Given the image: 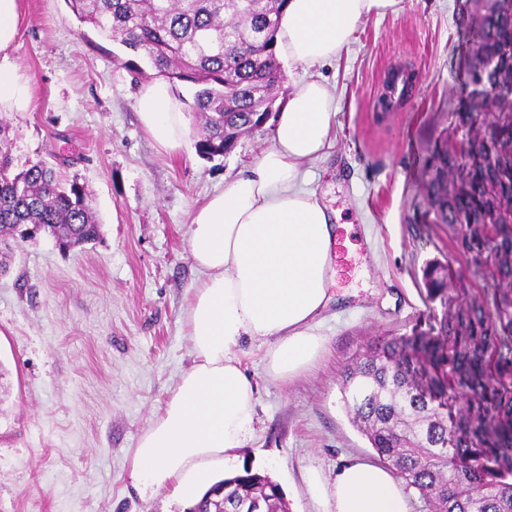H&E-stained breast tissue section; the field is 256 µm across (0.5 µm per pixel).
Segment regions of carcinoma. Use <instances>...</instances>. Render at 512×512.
I'll return each instance as SVG.
<instances>
[{
  "label": "carcinoma",
  "mask_w": 512,
  "mask_h": 512,
  "mask_svg": "<svg viewBox=\"0 0 512 512\" xmlns=\"http://www.w3.org/2000/svg\"><path fill=\"white\" fill-rule=\"evenodd\" d=\"M77 21L117 41L171 84L197 90L191 111L202 120L198 154L226 156L242 134L272 114L285 74L274 44L287 0H66ZM482 83L450 113L460 148L428 160L425 199L433 223L456 227L466 250L492 271L494 312L475 299L458 305L443 266L423 269L427 297L445 312L433 335L382 336L341 371L352 423L378 458L415 489L427 512H512V0H480L467 83L482 59ZM406 81L388 86L387 108L404 101ZM497 108L491 133L476 134L472 116ZM40 225L69 252L100 238L85 185L62 184L41 162L12 172L0 152V240L26 241ZM227 512H288L280 486L250 467L224 477Z\"/></svg>",
  "instance_id": "obj_1"
}]
</instances>
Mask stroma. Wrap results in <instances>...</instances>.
Wrapping results in <instances>:
<instances>
[{
    "mask_svg": "<svg viewBox=\"0 0 512 512\" xmlns=\"http://www.w3.org/2000/svg\"><path fill=\"white\" fill-rule=\"evenodd\" d=\"M476 14L475 0H402L398 12L364 20L340 59L318 69L337 112L333 148L307 166L308 188L339 216L325 350L289 381L267 376L260 344L240 355L258 395L255 436L238 464L279 483L288 512H314L310 472L329 480L349 459L376 461L342 402L340 372L373 337L437 324L425 263L447 264L458 302L487 291L460 236L430 222L422 196L427 159L455 139L449 114L467 80ZM127 55L65 0H20L10 56L34 105L0 117V151L16 168L43 161L59 180L83 183L101 237L65 254L47 235L18 243L0 275V512L186 509L171 488L136 494L131 453L193 360L192 213L271 145L272 126L207 160L192 117L186 146L166 154L136 113L155 71L130 73L119 64ZM396 67L415 72L413 95L377 118L381 81Z\"/></svg>",
    "mask_w": 512,
    "mask_h": 512,
    "instance_id": "1",
    "label": "stroma"
}]
</instances>
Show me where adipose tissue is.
I'll list each match as a JSON object with an SVG mask.
<instances>
[{
    "instance_id": "adipose-tissue-1",
    "label": "adipose tissue",
    "mask_w": 512,
    "mask_h": 512,
    "mask_svg": "<svg viewBox=\"0 0 512 512\" xmlns=\"http://www.w3.org/2000/svg\"><path fill=\"white\" fill-rule=\"evenodd\" d=\"M400 8L401 0H289L277 54L323 66L340 58L361 22ZM18 17V0H0L1 113L32 107L29 82L9 57ZM137 114L159 149L182 150L189 128L166 80L140 90ZM335 135L336 106L320 77L293 83L271 146L196 209L188 245L199 277L185 311L194 359L132 451L128 481L140 497L175 484L196 504L213 482L208 463L237 461L253 439L257 387L238 358L244 340L265 345L266 369L281 380L321 353L337 215L305 188L304 167L325 157ZM310 487L318 512H409L394 474L363 459L347 461L328 484L312 475Z\"/></svg>"
}]
</instances>
